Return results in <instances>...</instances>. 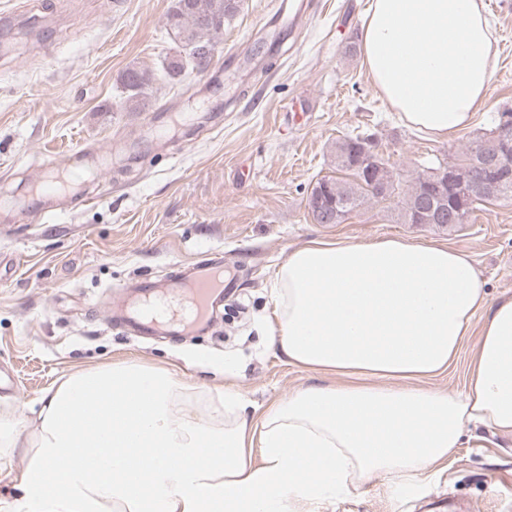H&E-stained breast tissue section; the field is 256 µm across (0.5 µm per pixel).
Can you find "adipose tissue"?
<instances>
[{"instance_id":"adipose-tissue-1","label":"adipose tissue","mask_w":512,"mask_h":512,"mask_svg":"<svg viewBox=\"0 0 512 512\" xmlns=\"http://www.w3.org/2000/svg\"><path fill=\"white\" fill-rule=\"evenodd\" d=\"M495 41L482 0H371L362 24L378 92L442 137L485 104ZM271 296L269 349L321 382L258 415L225 391L205 423L162 369L71 375L28 438L0 424L26 460L6 512H317L375 474L416 484L472 428L512 434V296L490 299L470 254L314 240L289 253ZM468 338L466 391L427 388Z\"/></svg>"}]
</instances>
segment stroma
Wrapping results in <instances>:
<instances>
[{
	"mask_svg": "<svg viewBox=\"0 0 512 512\" xmlns=\"http://www.w3.org/2000/svg\"><path fill=\"white\" fill-rule=\"evenodd\" d=\"M242 0L209 70L153 85L124 108L127 68H160L172 43V0H0V193L26 195L53 161L92 147L110 154L92 174L93 204L55 205V218L0 212V421L33 431L46 390L115 361L163 367L198 386L207 419L217 395L258 408L314 383L315 373L269 351L258 329L289 252L315 239L442 241L474 255L490 298L512 295V201L456 228L399 224L384 205L319 224L307 192L333 174L336 139L373 135L394 170L459 155L512 106V0H495V72L470 127L435 138L407 127L376 90L358 51L370 0ZM212 250L237 286L216 326L197 336L139 338L107 321L122 284L171 274ZM320 512H512V437L482 429L431 478L407 489L374 476Z\"/></svg>",
	"mask_w": 512,
	"mask_h": 512,
	"instance_id": "35a3bbf8",
	"label": "stroma"
}]
</instances>
